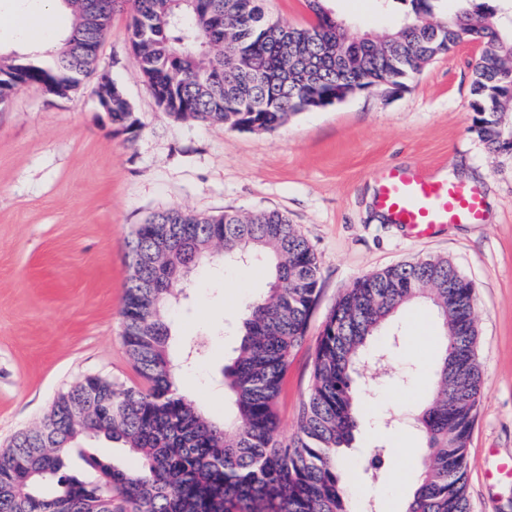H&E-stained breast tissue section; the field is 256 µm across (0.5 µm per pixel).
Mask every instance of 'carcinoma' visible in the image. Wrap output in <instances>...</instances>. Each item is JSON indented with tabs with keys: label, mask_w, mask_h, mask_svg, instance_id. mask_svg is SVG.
Instances as JSON below:
<instances>
[{
	"label": "carcinoma",
	"mask_w": 512,
	"mask_h": 512,
	"mask_svg": "<svg viewBox=\"0 0 512 512\" xmlns=\"http://www.w3.org/2000/svg\"><path fill=\"white\" fill-rule=\"evenodd\" d=\"M261 0H65L74 21L47 60L0 58V104L23 85L71 93L95 70L89 48L101 43L112 14L130 8L129 38L145 81L165 112L181 120L270 131L311 96L303 70L284 69L292 46L316 74L319 94L337 77L350 83L403 80L420 62L477 41L471 129L494 154H512V31L496 10L475 0L428 25L436 0H408L410 11L379 38L348 36L325 0H305L314 21L280 27ZM112 125L135 133L123 96H112ZM192 228L200 256L269 266L268 292L241 317L237 355L224 366L233 412L211 418L175 389L182 370L170 352L167 313L183 293L186 258L170 255L129 281L122 337L144 385L87 375L59 394L40 423L0 451V512H356L348 494L355 472L345 465L358 428L356 377L386 323L404 305L428 302L442 325V349L430 401L417 412L425 456L406 512H471L468 444L482 375L477 361L475 295L470 280L445 258H424L366 275L336 300L312 358L311 384L297 430L280 433L278 402L293 352L306 337L317 304L320 265L284 214L262 211L200 215L180 208L153 214L134 230L131 256L148 248L157 227ZM424 281L427 288L411 284ZM121 442L138 457L132 469L85 448L84 475L69 473L82 439Z\"/></svg>",
	"instance_id": "cac0c4a2"
}]
</instances>
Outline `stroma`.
I'll return each mask as SVG.
<instances>
[{"mask_svg":"<svg viewBox=\"0 0 512 512\" xmlns=\"http://www.w3.org/2000/svg\"><path fill=\"white\" fill-rule=\"evenodd\" d=\"M351 36L402 21L400 0H327ZM129 15L115 12L94 73L68 97L20 88L0 105V448L35 425L58 394L85 375L129 385L140 378L122 338L131 271L127 242L154 213L178 207L285 214L320 262L321 293L293 355L279 405L291 437L310 384L316 339L339 294L357 278L426 257L450 259L475 287L483 385L468 445L471 512H512V155L490 153L470 130L473 64L465 42L399 88L380 86L290 116L277 130H230L176 119L158 106L131 47ZM109 79L137 122L114 132L96 88ZM454 174L484 200L479 224H442L417 236L377 223L374 184L394 168ZM268 288L265 273L205 265L173 304L174 353L200 347L181 373L205 414L224 410L222 371L233 357L244 304ZM400 342L388 373L363 401L347 459L376 512L398 479L422 465L414 416L431 384L435 316L407 307L386 327ZM386 447L378 473L374 451Z\"/></svg>","mask_w":512,"mask_h":512,"instance_id":"1","label":"stroma"}]
</instances>
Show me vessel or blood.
Masks as SVG:
<instances>
[{
  "instance_id": "b4317fda",
  "label": "vessel or blood",
  "mask_w": 512,
  "mask_h": 512,
  "mask_svg": "<svg viewBox=\"0 0 512 512\" xmlns=\"http://www.w3.org/2000/svg\"><path fill=\"white\" fill-rule=\"evenodd\" d=\"M377 204L395 223L421 236L438 224H478L484 218L483 200L475 189L422 168L392 173L379 188Z\"/></svg>"
}]
</instances>
